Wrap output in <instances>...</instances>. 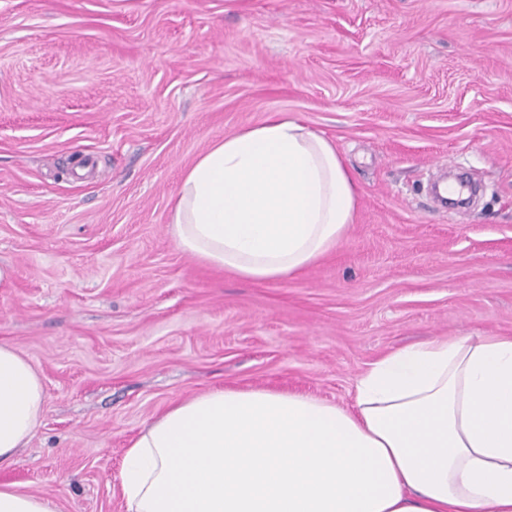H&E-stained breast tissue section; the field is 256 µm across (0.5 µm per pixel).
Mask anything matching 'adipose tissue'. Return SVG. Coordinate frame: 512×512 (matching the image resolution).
Here are the masks:
<instances>
[{
    "label": "adipose tissue",
    "mask_w": 512,
    "mask_h": 512,
    "mask_svg": "<svg viewBox=\"0 0 512 512\" xmlns=\"http://www.w3.org/2000/svg\"><path fill=\"white\" fill-rule=\"evenodd\" d=\"M357 197L335 145L279 114L184 170L172 237L277 281L336 246ZM45 400L39 369L0 343V460L28 444ZM120 479L126 512H512V335L392 350L348 407L260 388L173 402L129 441Z\"/></svg>",
    "instance_id": "1"
}]
</instances>
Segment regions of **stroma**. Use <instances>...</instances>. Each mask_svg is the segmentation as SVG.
<instances>
[{"label": "stroma", "mask_w": 512, "mask_h": 512, "mask_svg": "<svg viewBox=\"0 0 512 512\" xmlns=\"http://www.w3.org/2000/svg\"><path fill=\"white\" fill-rule=\"evenodd\" d=\"M282 113L358 186L276 282L178 249L183 171ZM479 189L438 208L430 182ZM0 341L47 400L0 483L125 512L129 439L215 387L347 405L385 352L512 334V0H0Z\"/></svg>", "instance_id": "35a3bbf8"}]
</instances>
